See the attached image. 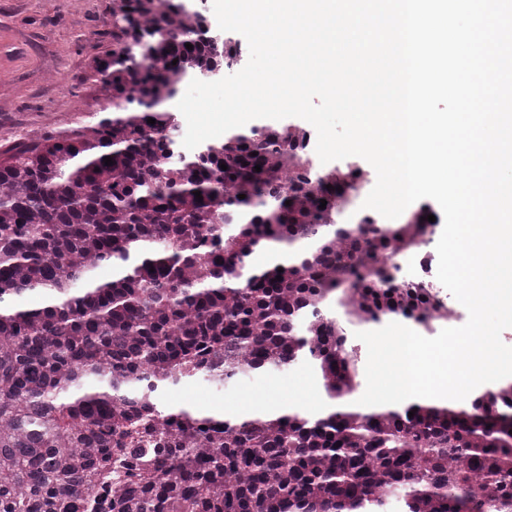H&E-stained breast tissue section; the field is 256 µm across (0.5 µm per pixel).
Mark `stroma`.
<instances>
[{"mask_svg": "<svg viewBox=\"0 0 512 512\" xmlns=\"http://www.w3.org/2000/svg\"><path fill=\"white\" fill-rule=\"evenodd\" d=\"M110 0H0V160L41 135L95 123L104 109L92 57L111 49ZM164 402L233 415L261 413L290 400L313 410L326 401L314 370L299 364L251 373L226 384L186 380Z\"/></svg>", "mask_w": 512, "mask_h": 512, "instance_id": "35a3bbf8", "label": "stroma"}]
</instances>
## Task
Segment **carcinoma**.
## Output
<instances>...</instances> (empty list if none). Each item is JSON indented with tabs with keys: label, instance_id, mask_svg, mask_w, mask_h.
<instances>
[{
	"label": "carcinoma",
	"instance_id": "cac0c4a2",
	"mask_svg": "<svg viewBox=\"0 0 512 512\" xmlns=\"http://www.w3.org/2000/svg\"><path fill=\"white\" fill-rule=\"evenodd\" d=\"M107 25L90 68L112 111L0 162V512H389L395 496L399 512H512V383L450 407L348 406L351 328L436 309L378 268L426 234V209L335 223L332 196L361 174L316 171L302 129L182 151L170 105L237 45L180 0H112ZM268 249L285 261L254 265ZM30 292L43 303H19ZM300 362L329 400L318 417L161 401Z\"/></svg>",
	"mask_w": 512,
	"mask_h": 512
}]
</instances>
